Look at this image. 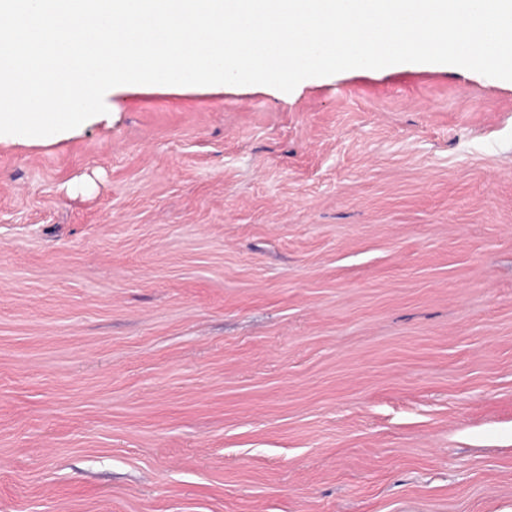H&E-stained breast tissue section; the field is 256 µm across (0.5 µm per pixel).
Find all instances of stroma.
<instances>
[{
  "mask_svg": "<svg viewBox=\"0 0 512 512\" xmlns=\"http://www.w3.org/2000/svg\"><path fill=\"white\" fill-rule=\"evenodd\" d=\"M105 104L0 138V512H512V81Z\"/></svg>",
  "mask_w": 512,
  "mask_h": 512,
  "instance_id": "obj_1",
  "label": "stroma"
}]
</instances>
